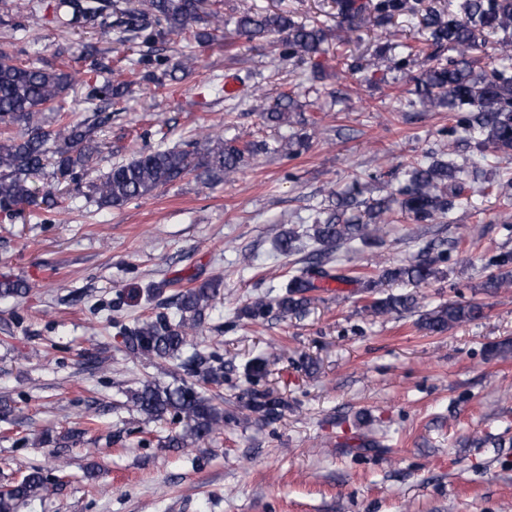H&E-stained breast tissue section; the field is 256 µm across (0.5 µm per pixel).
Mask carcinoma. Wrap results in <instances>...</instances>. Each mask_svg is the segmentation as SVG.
<instances>
[{"instance_id": "1", "label": "carcinoma", "mask_w": 512, "mask_h": 512, "mask_svg": "<svg viewBox=\"0 0 512 512\" xmlns=\"http://www.w3.org/2000/svg\"><path fill=\"white\" fill-rule=\"evenodd\" d=\"M203 0H138V7L127 9L116 0H58L56 12L67 26L99 29L116 34L117 41L136 30L155 28L156 35L190 33L198 43L211 38L209 31H197L193 25L201 19ZM340 8L349 22L343 41L351 40L353 25L366 11L390 19L404 8V0H340ZM238 33L253 39L273 35L280 39L290 57L306 59L313 73L325 74L330 46L324 30L317 25L293 21L282 13H246L234 21ZM424 42L436 50L448 51L446 59L433 56L434 64L417 76L412 94L425 110L448 106L459 113L457 123L469 134L478 136V145L503 153L512 152V0H459L453 12L429 9L420 22ZM499 34L496 50L499 66L475 74L469 54L477 49V37ZM75 76L63 68L41 64L40 59H21L0 47V212L5 217L20 213L22 205L45 204V212H54L61 197L53 191L39 193L31 177L54 163L61 174L84 168L102 152L97 129L112 120L107 111L116 100L130 92L132 81L105 77L85 83L84 103L94 112V119L66 118L50 125L43 120L46 111H62L60 102L68 95ZM294 109L292 96L285 95L261 117L272 125L286 122ZM265 143L237 144L220 134L208 135L192 143V149H156L131 161L119 162L87 185L88 197L101 208H119L143 198L158 188L195 173L210 183H218L236 174L245 157L267 150ZM485 161V156L466 158L458 164L434 160L411 167L407 181L390 189L386 196L371 203H359L351 197L340 202L356 212L332 214L309 229L291 227L277 240V249L288 256L303 254L301 267L287 276L284 291L276 299H253L237 313V320L257 321L277 308L287 316L301 314L310 303V293L328 277L326 267L342 246L360 241L383 239L384 224L394 207H399L413 221L432 224L448 215L465 198L467 169ZM444 253H419L407 264L383 271L389 281L427 282L438 277V264ZM489 270L483 287L498 291L512 286V251H501L486 259ZM218 295L217 284L205 281L182 291L175 299L176 312L154 321H142L127 329L129 350L147 353L162 360L178 359L194 338L202 333L205 311ZM418 307L411 294H389L365 306L372 316L412 312ZM482 315L474 303L452 302L421 315V329L441 334ZM218 357L196 354L185 363L194 377L220 383L224 364L212 362ZM129 410L148 420H161L170 414L186 423L182 432L166 436L165 447L188 448L224 427V410L200 395L194 384L162 386L150 379L126 394ZM285 403L266 392L255 391L245 409L263 418L282 414ZM48 491L43 469L32 466L6 491L0 492V512H16L17 506Z\"/></svg>"}]
</instances>
